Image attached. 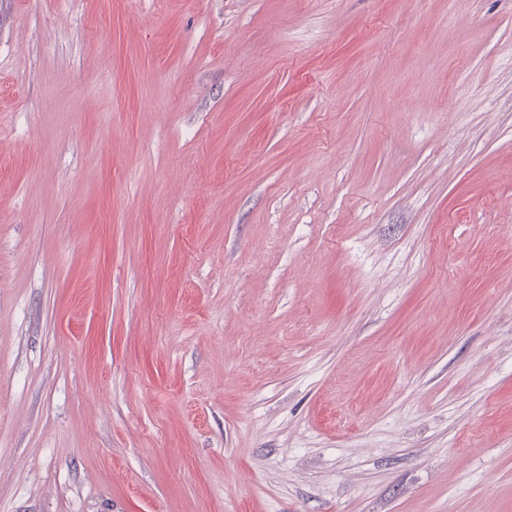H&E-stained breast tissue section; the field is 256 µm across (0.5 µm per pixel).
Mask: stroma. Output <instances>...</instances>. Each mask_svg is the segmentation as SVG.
<instances>
[{
  "mask_svg": "<svg viewBox=\"0 0 512 512\" xmlns=\"http://www.w3.org/2000/svg\"><path fill=\"white\" fill-rule=\"evenodd\" d=\"M0 512H512V0H0Z\"/></svg>",
  "mask_w": 512,
  "mask_h": 512,
  "instance_id": "stroma-1",
  "label": "stroma"
}]
</instances>
